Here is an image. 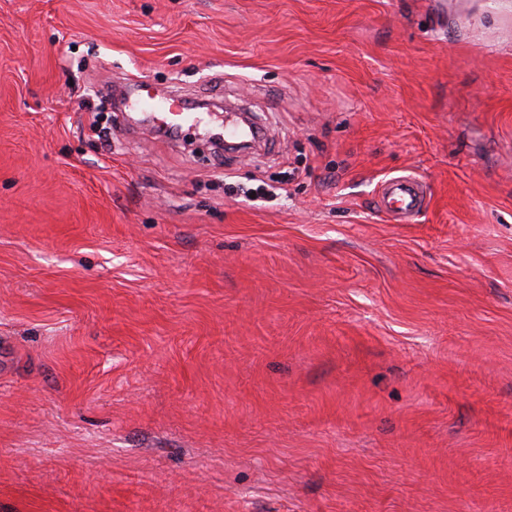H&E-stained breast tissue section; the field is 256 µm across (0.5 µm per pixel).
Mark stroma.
Wrapping results in <instances>:
<instances>
[{"instance_id":"1","label":"stroma","mask_w":512,"mask_h":512,"mask_svg":"<svg viewBox=\"0 0 512 512\" xmlns=\"http://www.w3.org/2000/svg\"><path fill=\"white\" fill-rule=\"evenodd\" d=\"M0 512H512V0H0ZM425 183L414 175L390 177L380 188V209L398 219L418 213L424 204Z\"/></svg>"}]
</instances>
